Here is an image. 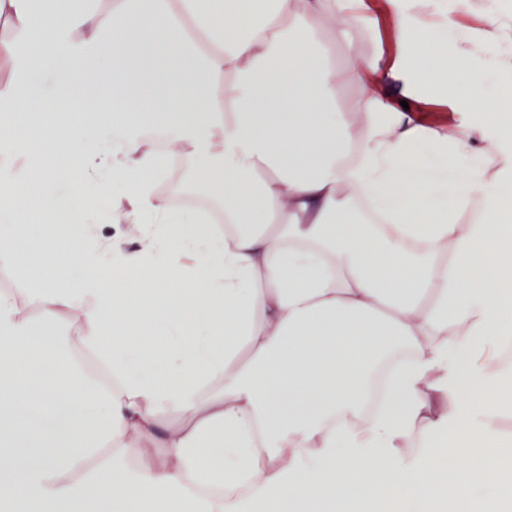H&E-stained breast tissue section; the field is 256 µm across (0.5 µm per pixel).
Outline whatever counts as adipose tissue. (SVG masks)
Segmentation results:
<instances>
[{
    "label": "adipose tissue",
    "mask_w": 512,
    "mask_h": 512,
    "mask_svg": "<svg viewBox=\"0 0 512 512\" xmlns=\"http://www.w3.org/2000/svg\"><path fill=\"white\" fill-rule=\"evenodd\" d=\"M403 2L384 0L395 58L350 43L339 68L314 23L348 34L366 0H0V266L35 274L0 294V512L512 497V443L489 429L512 406V22L450 40L433 0ZM398 82L476 118L423 127ZM174 154L201 161L224 237L156 193ZM92 198L126 243L89 233ZM420 428L429 452L398 455ZM130 455L148 460L133 475Z\"/></svg>",
    "instance_id": "1"
}]
</instances>
